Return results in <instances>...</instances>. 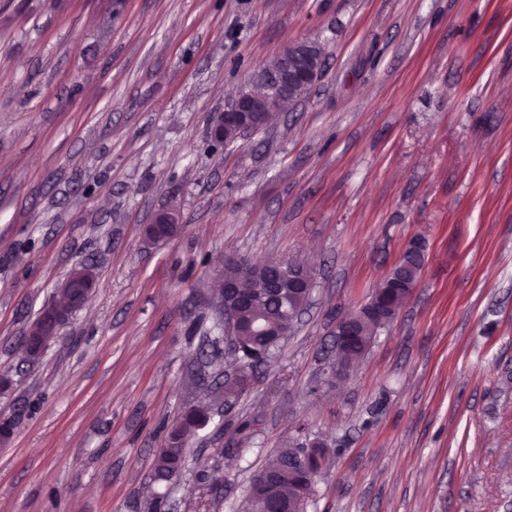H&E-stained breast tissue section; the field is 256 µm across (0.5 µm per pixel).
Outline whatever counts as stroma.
Segmentation results:
<instances>
[{
	"label": "stroma",
	"instance_id": "obj_1",
	"mask_svg": "<svg viewBox=\"0 0 512 512\" xmlns=\"http://www.w3.org/2000/svg\"><path fill=\"white\" fill-rule=\"evenodd\" d=\"M304 38L310 93L209 150L225 99ZM168 205L181 230L148 241ZM413 242V293L322 382L337 317ZM228 254L315 276L229 407ZM84 261L94 292L30 362ZM202 399L182 471L153 480ZM0 421V512H241L302 435L328 449L306 512H512V0H0ZM235 270L234 268L230 266L224 265V279L221 277H214L213 279L220 281L223 284L224 288H221L220 291L217 294L218 303L221 307L222 311H224V330H225V337L224 342L228 346V348L231 350V352L235 351L238 347L237 342V330H236V317L234 314V311L224 304V296L227 292L230 291L231 286L224 282L226 279H230L234 276Z\"/></svg>",
	"mask_w": 512,
	"mask_h": 512
}]
</instances>
